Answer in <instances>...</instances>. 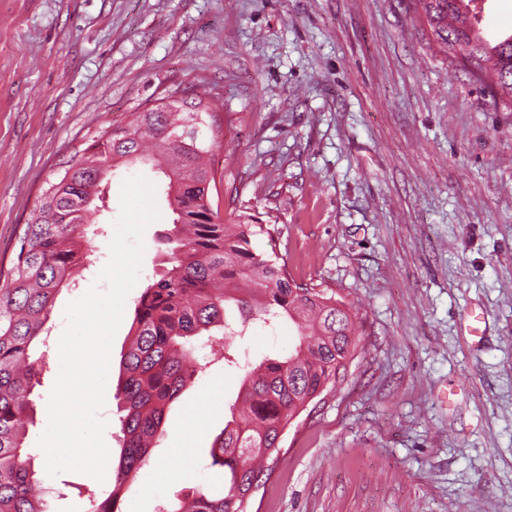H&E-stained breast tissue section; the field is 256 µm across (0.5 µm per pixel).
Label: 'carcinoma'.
<instances>
[{
  "mask_svg": "<svg viewBox=\"0 0 512 512\" xmlns=\"http://www.w3.org/2000/svg\"><path fill=\"white\" fill-rule=\"evenodd\" d=\"M448 57L464 54L479 74L488 71L512 106V35L488 41L462 18L465 0H418ZM204 122L176 103L135 112L124 126L95 139L41 196L10 275L0 284V512H47L45 491L26 454L30 396L39 375L35 350L62 289L75 281L93 251L89 228L107 207L111 165L148 162L166 181L172 224L160 237L166 266L136 300L132 340L118 378L123 453L112 493L92 512H120L119 489L149 462L163 434L165 407L198 373L196 337L215 355L253 320L288 318L299 342L282 359L266 358L246 370L231 416L215 437L210 466L224 469L219 496L199 486L193 497L168 501L167 512H248L253 484L267 482L291 421L331 383L345 377L352 356L351 307L323 289L297 282L275 254L258 252L256 227L244 214L225 220L210 204L214 170L200 146Z\"/></svg>",
  "mask_w": 512,
  "mask_h": 512,
  "instance_id": "1",
  "label": "carcinoma"
}]
</instances>
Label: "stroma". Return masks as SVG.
<instances>
[{"label": "stroma", "mask_w": 512, "mask_h": 512, "mask_svg": "<svg viewBox=\"0 0 512 512\" xmlns=\"http://www.w3.org/2000/svg\"><path fill=\"white\" fill-rule=\"evenodd\" d=\"M192 92L217 108L204 130L223 218L277 226L257 235L299 282L346 298L360 318L343 382L293 420L250 512H512V107L435 42L417 0H0V272L58 170L131 113ZM89 266L63 290L48 325L45 366L30 397L27 453L48 512H90L85 485L112 488L121 400L105 394L103 479L46 471V430L68 306L110 260L124 179ZM144 233L109 360L119 367L133 308L160 270ZM288 321L252 325L234 349L251 363L287 356ZM200 372L166 410L164 437L120 494L121 512H164L202 485L242 370L196 353ZM178 472L160 483L156 466Z\"/></svg>", "instance_id": "stroma-1"}]
</instances>
